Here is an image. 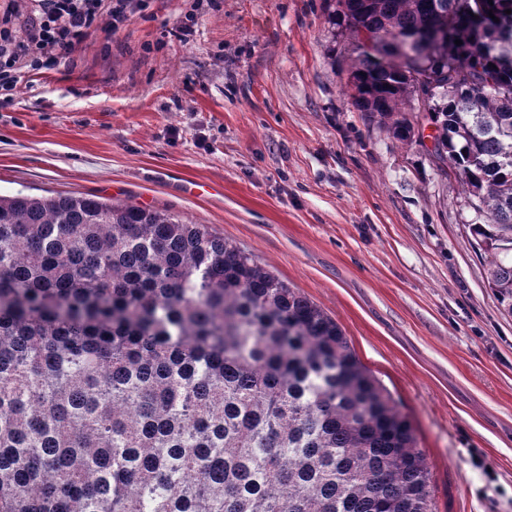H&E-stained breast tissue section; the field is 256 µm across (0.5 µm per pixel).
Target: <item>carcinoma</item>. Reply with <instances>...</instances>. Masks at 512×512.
Here are the masks:
<instances>
[{
    "label": "carcinoma",
    "instance_id": "obj_1",
    "mask_svg": "<svg viewBox=\"0 0 512 512\" xmlns=\"http://www.w3.org/2000/svg\"><path fill=\"white\" fill-rule=\"evenodd\" d=\"M324 3L355 42L357 110L407 141L419 103L512 313V0ZM0 512H432V491L340 326L253 254L167 211L17 193L0 195Z\"/></svg>",
    "mask_w": 512,
    "mask_h": 512
}]
</instances>
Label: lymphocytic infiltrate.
Wrapping results in <instances>:
<instances>
[{"label":"lymphocytic infiltrate","mask_w":512,"mask_h":512,"mask_svg":"<svg viewBox=\"0 0 512 512\" xmlns=\"http://www.w3.org/2000/svg\"><path fill=\"white\" fill-rule=\"evenodd\" d=\"M37 0L27 15L6 10L0 15V91H13L26 71L69 54L100 26L123 27L146 0Z\"/></svg>","instance_id":"1"}]
</instances>
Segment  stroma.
<instances>
[{"mask_svg": "<svg viewBox=\"0 0 512 512\" xmlns=\"http://www.w3.org/2000/svg\"><path fill=\"white\" fill-rule=\"evenodd\" d=\"M322 0H149L0 106V194L166 210L336 319L411 422L434 512H512V314L454 175L347 92Z\"/></svg>", "mask_w": 512, "mask_h": 512, "instance_id": "1", "label": "stroma"}]
</instances>
